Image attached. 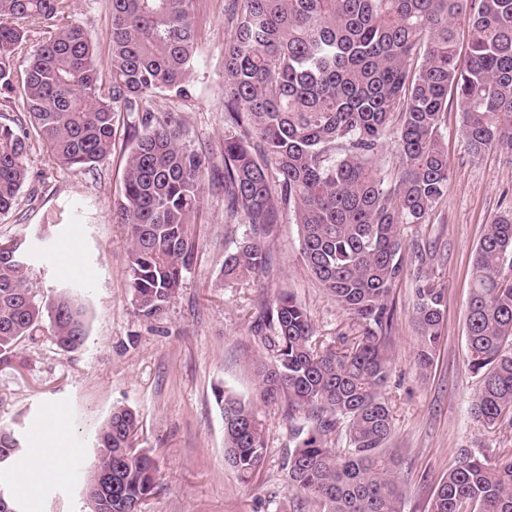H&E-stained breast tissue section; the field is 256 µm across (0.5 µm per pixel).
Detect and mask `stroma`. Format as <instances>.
<instances>
[{
    "label": "stroma",
    "mask_w": 512,
    "mask_h": 512,
    "mask_svg": "<svg viewBox=\"0 0 512 512\" xmlns=\"http://www.w3.org/2000/svg\"><path fill=\"white\" fill-rule=\"evenodd\" d=\"M231 0H194L197 60L191 95L155 96L149 106L180 122L187 144L211 159V178L224 169V45L231 35ZM84 27L98 56L108 60L112 18L108 0H67L51 27L31 32L19 63L40 47L49 30ZM462 114L449 103L442 126L448 149V194L428 223L404 229L406 248L431 255L427 265L408 259L394 288L392 370L383 389L391 414L389 444L401 452L403 512H427L428 501L461 449L497 457L512 450V423L489 425L471 412L479 378L466 359L465 313L471 257L487 224L512 209V153L492 149L474 156L460 134ZM131 147L120 126L110 158L96 169L53 165L34 142L29 182L16 208L0 216V236H20L33 269V288L55 295L85 285L88 337L77 351L60 350L48 334L23 343L13 362L0 366V425L29 437L43 428L51 409L65 412L59 442L67 453L58 479L23 495L27 512H86L83 475L94 463V436L113 406L139 412L138 447L157 464V488L142 512H294L282 455L292 443L288 422L276 406L260 408L267 455L250 482H241L224 458V419L217 386L255 395L249 356L260 348L250 327L260 304L284 291L306 309L315 336L330 342L352 322L306 270L298 226L285 213L270 240L271 266L259 278L223 275L224 253L242 240L245 225L224 219V194L211 190L199 216L195 258L175 299L158 316H140L127 288V231L115 202L123 190ZM429 278L447 292L442 339L431 368L413 364L417 333L414 290Z\"/></svg>",
    "instance_id": "stroma-1"
}]
</instances>
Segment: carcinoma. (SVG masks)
I'll list each match as a JSON object with an SVG mask.
<instances>
[{"label": "carcinoma", "mask_w": 512, "mask_h": 512, "mask_svg": "<svg viewBox=\"0 0 512 512\" xmlns=\"http://www.w3.org/2000/svg\"><path fill=\"white\" fill-rule=\"evenodd\" d=\"M63 0H0V102L16 84L24 118L0 114V214L28 180L31 138L55 165L93 169L111 155L123 115L131 148L116 202L127 227L131 303L142 316L176 297L195 248L208 161L182 142L169 112L145 101L189 97L195 64L193 0H110L108 83L86 30L59 27L31 55L27 23L52 20ZM224 45V217L248 233L224 254V275L258 276L281 215L294 214L308 272L356 325L326 345L288 292L260 307L252 323L263 354L251 359L256 399L224 386L225 457L250 481L267 448L259 405L278 406L293 447L282 467L297 508L319 512H402L401 456L387 446L391 414L383 396L392 364L390 294L404 275L403 226L424 224L448 192L442 118L462 112V134L480 155L512 151V0H241ZM468 31L460 67V29ZM390 143L402 159L394 181L377 158ZM20 238L0 239V364L38 332L63 351L88 335L86 307L66 289L43 301ZM512 211L479 240L466 314L468 366L480 378L473 415L493 425L512 413ZM445 289L428 279L415 291L417 369L432 365L442 337ZM139 413L115 406L95 439L84 484L89 512L142 505L156 488V462L134 443ZM345 437L347 447H336ZM22 441L0 427V512H24L12 493ZM112 470V490L100 474ZM427 512H512V454L461 450L434 489Z\"/></svg>", "instance_id": "1"}]
</instances>
